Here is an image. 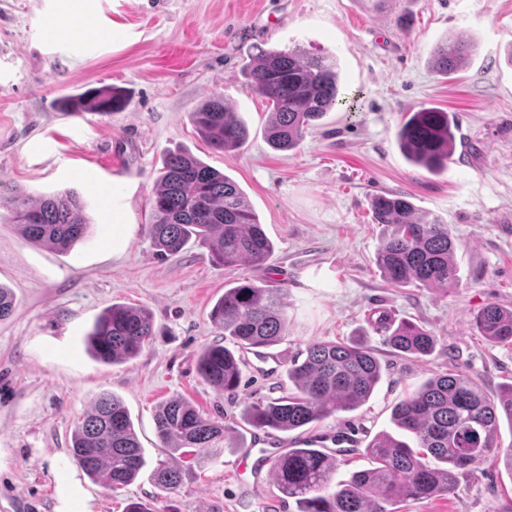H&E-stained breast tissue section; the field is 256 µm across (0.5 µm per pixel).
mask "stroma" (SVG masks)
<instances>
[{"instance_id": "1", "label": "stroma", "mask_w": 512, "mask_h": 512, "mask_svg": "<svg viewBox=\"0 0 512 512\" xmlns=\"http://www.w3.org/2000/svg\"><path fill=\"white\" fill-rule=\"evenodd\" d=\"M407 14L410 30L395 24ZM68 21L61 39L52 26ZM473 45L452 77L428 64L437 41ZM333 60L344 105L312 127L297 149L273 150L269 105L245 87L254 46ZM119 86L127 107L109 116L63 111L64 96ZM247 123L243 148L219 153L189 114L211 96ZM453 115L456 150L438 172L401 153L408 112ZM185 150L224 172L248 197L274 251L266 264L215 265L188 245L160 259L148 234L151 199L165 157ZM75 194L90 219L86 237L61 252L26 242L0 208V285L14 309L0 319V512H126L146 501L160 512H295L275 481L240 458L311 439L332 454L336 479L364 469L367 444L394 432V406L428 378L466 375L487 394L512 383V344L487 341L473 316L512 309V0H0V197ZM406 194L447 224L458 288L389 285L376 263L387 232L370 209L378 194ZM125 223L112 245V215ZM288 293L285 335L241 353V382L228 394L205 381L197 358L224 341L209 312L241 280ZM115 303L147 307L156 334L140 354L105 364L85 337ZM388 312L431 331L427 356L393 350L369 316ZM366 340L382 366L372 396L350 412L267 438L247 425L245 405L292 388L288 369L308 343ZM126 406L145 465L109 490L74 462L72 433L101 394ZM182 397L224 421L218 456L193 464L181 485L152 475L166 459L158 407ZM512 476L485 462L460 474L453 493L397 504L396 512H507Z\"/></svg>"}]
</instances>
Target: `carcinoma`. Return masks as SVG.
Returning a JSON list of instances; mask_svg holds the SVG:
<instances>
[{"mask_svg": "<svg viewBox=\"0 0 512 512\" xmlns=\"http://www.w3.org/2000/svg\"><path fill=\"white\" fill-rule=\"evenodd\" d=\"M471 48L458 38L438 43L431 54L434 70L448 77L462 69ZM245 87L267 100L268 144L280 151L296 149L309 127L340 105L338 74L323 57L298 51L256 47L245 72ZM127 104L117 87L91 89L65 102L74 114L110 115ZM191 122L218 152L242 148L248 128L238 114L212 96L189 113ZM406 158L430 171L448 164L456 146L455 122L437 108L412 112L398 131ZM14 214L23 239L61 252L86 236L88 221L74 194H53L31 202L18 190L0 200ZM375 223L390 227L381 240L376 263L389 284L414 283L448 290L459 285L455 243L448 225L427 219L402 194L378 195L372 201ZM149 236L159 255L180 254L192 241L209 250L219 266L264 263L272 243L240 187L228 176L185 151L164 160L152 200ZM285 289L252 280L224 290L210 319L238 349L265 347L284 336ZM483 336L512 343V310L488 303L475 314ZM398 352L426 356L436 345L434 334L413 322H391L381 312L371 320ZM148 309L114 304L95 322L88 347L104 363L136 357L154 335ZM288 369L294 391L273 401L252 403L243 410L250 426L288 432L364 404L381 379V365L363 343L313 341ZM200 375L215 388L234 393L240 385L239 359L226 346H208L199 356ZM512 425V384L495 396L474 380L448 373L428 379L398 402L392 422L398 436H376L365 448L370 465L350 479L333 483L335 463L311 442L279 455L272 471L281 493L296 512H394L392 506L455 490L458 474L491 458L512 476V452L499 455L500 420ZM155 427L169 455L218 454L226 427L176 397L159 406ZM71 455L94 482L113 490L131 483L144 466L142 448L123 402L101 394L74 431ZM183 469L161 462L153 472L163 491L176 489Z\"/></svg>", "mask_w": 512, "mask_h": 512, "instance_id": "1", "label": "carcinoma"}]
</instances>
